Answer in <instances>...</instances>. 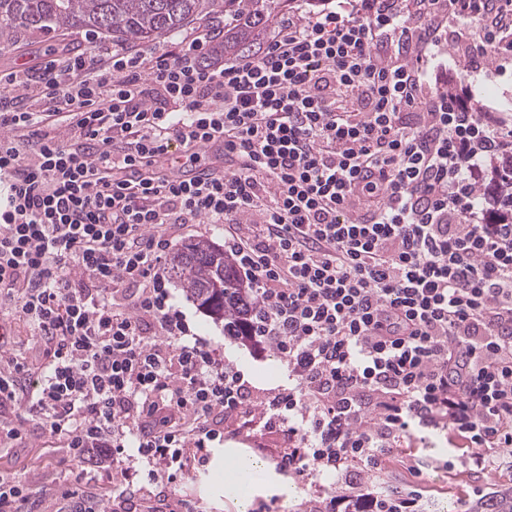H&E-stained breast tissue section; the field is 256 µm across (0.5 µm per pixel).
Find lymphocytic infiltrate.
<instances>
[{
	"label": "lymphocytic infiltrate",
	"instance_id": "lymphocytic-infiltrate-1",
	"mask_svg": "<svg viewBox=\"0 0 512 512\" xmlns=\"http://www.w3.org/2000/svg\"><path fill=\"white\" fill-rule=\"evenodd\" d=\"M448 17L477 25L466 72L512 52V0H341L290 7L230 60L207 22L149 53L0 71V305L46 355L31 374L0 349V442L34 427L77 468L111 457L112 512L205 462L228 424L280 435L279 467L306 480H374L440 427L478 466L511 449L512 224L488 218L512 197L478 174L512 129L425 97ZM210 143L222 171L163 165ZM203 222L257 303L251 343L288 368L256 404L168 289L170 231Z\"/></svg>",
	"mask_w": 512,
	"mask_h": 512
}]
</instances>
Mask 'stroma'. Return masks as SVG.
I'll list each match as a JSON object with an SVG mask.
<instances>
[{
    "mask_svg": "<svg viewBox=\"0 0 512 512\" xmlns=\"http://www.w3.org/2000/svg\"><path fill=\"white\" fill-rule=\"evenodd\" d=\"M110 35L88 38L75 31L63 37H48L38 32L14 30L0 35V68L32 65L44 58L47 50L65 47L74 53L88 51L94 43L110 42ZM460 53L454 42H447L441 55L427 68L429 93L448 91L463 95L468 108L480 116L496 118L503 126H512V59L490 60L486 73L466 75L459 63ZM174 302L185 313L194 334L207 339L229 360L234 361L249 382L254 395L287 384L286 365L272 351L257 350L224 336L222 324L213 322L196 304L185 298L181 288L170 289ZM0 347L11 352L30 369L43 363L44 350L32 326L9 308L0 309ZM448 453L466 458L470 449L461 447L449 429L431 431L426 437L404 438L388 460L379 484L395 492L409 487L421 489L420 512H470L478 499H490L504 487H512V467L483 470L474 466H456L448 471L431 467L430 459ZM64 441L49 435H31L24 447L0 446V477L29 485L33 491L32 512H67L66 491L74 484L76 468L70 463ZM427 460V467L413 473L406 458ZM212 463L195 467L172 484L171 494L191 499L198 512H237L233 502L224 499L211 484Z\"/></svg>",
    "mask_w": 512,
    "mask_h": 512,
    "instance_id": "35a3bbf8",
    "label": "stroma"
}]
</instances>
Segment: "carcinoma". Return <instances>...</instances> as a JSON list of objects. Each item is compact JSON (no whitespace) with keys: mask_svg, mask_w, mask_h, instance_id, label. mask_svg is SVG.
<instances>
[{"mask_svg":"<svg viewBox=\"0 0 512 512\" xmlns=\"http://www.w3.org/2000/svg\"><path fill=\"white\" fill-rule=\"evenodd\" d=\"M283 0H224V52L245 56L260 39ZM215 0H0V24L63 35L74 29L106 33L112 40L149 46L178 33L204 14ZM172 279L185 297L224 322V332L245 335L254 304L224 246L209 240L184 244L171 258ZM472 512H512V488L481 501Z\"/></svg>","mask_w":512,"mask_h":512,"instance_id":"obj_1","label":"carcinoma"}]
</instances>
